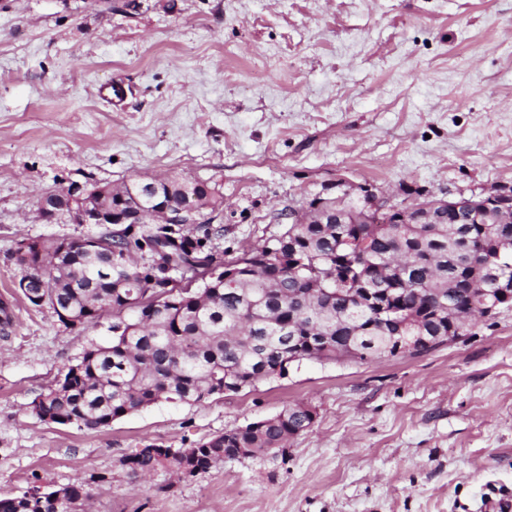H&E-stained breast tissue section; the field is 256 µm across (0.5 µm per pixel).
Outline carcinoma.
Returning a JSON list of instances; mask_svg holds the SVG:
<instances>
[{
  "label": "carcinoma",
  "mask_w": 512,
  "mask_h": 512,
  "mask_svg": "<svg viewBox=\"0 0 512 512\" xmlns=\"http://www.w3.org/2000/svg\"><path fill=\"white\" fill-rule=\"evenodd\" d=\"M141 183L93 185L91 191L110 203L122 194L125 205L134 206ZM161 189L176 205L195 203L213 213L224 204L216 182L201 189L189 179L163 180ZM359 231L367 233V253L353 257L358 287L393 290L388 313L336 295L332 274L347 256L340 237ZM100 238L112 245V256L67 252L57 275L33 274L27 283L42 292L44 305L83 318L84 327L112 313V339L87 348L64 373L67 385L57 383L32 402L43 421L90 430L159 401L202 402L217 384L237 392L253 387L283 370L290 356L334 361L352 352L366 361L394 354L404 336L423 334L442 343L448 315L437 314L441 301L473 316L482 302H500L492 291L497 275L512 277V223L479 224L473 215L448 211L441 224H290L274 248L232 259L236 280L207 278L174 296L167 271L177 272L189 254L206 253L201 238L176 224H132L118 238ZM291 239L303 266L278 270L277 252L288 253ZM308 411L286 407L217 434L184 456L136 451L121 465L135 477L161 469L180 475L191 465L205 473L226 456L284 454L288 440L311 427ZM104 481L92 476L58 491L80 512L91 486ZM52 494L1 498L0 512H56Z\"/></svg>",
  "instance_id": "carcinoma-1"
}]
</instances>
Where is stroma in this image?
<instances>
[{"label":"stroma","mask_w":512,"mask_h":512,"mask_svg":"<svg viewBox=\"0 0 512 512\" xmlns=\"http://www.w3.org/2000/svg\"><path fill=\"white\" fill-rule=\"evenodd\" d=\"M0 0V498L105 476L91 512H487L512 492V308L420 355L292 363L195 405L89 430L31 403L111 316L65 327L16 286L39 197L149 177L216 182L214 254L274 244L292 211L371 187L408 205L512 187V0ZM305 405L285 456L132 479L139 448H193Z\"/></svg>","instance_id":"1"}]
</instances>
